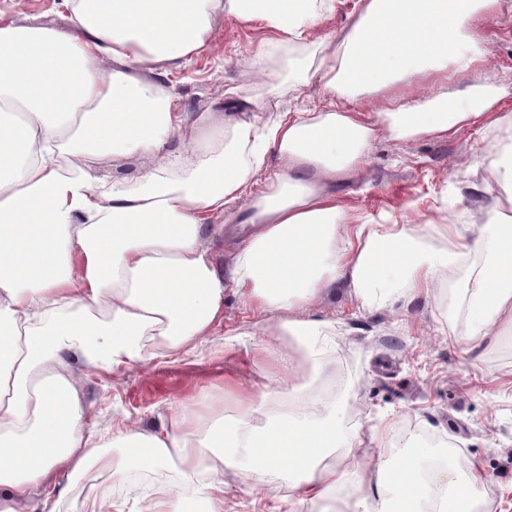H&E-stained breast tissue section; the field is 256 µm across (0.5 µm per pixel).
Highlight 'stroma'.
Segmentation results:
<instances>
[{
    "label": "stroma",
    "instance_id": "35a3bbf8",
    "mask_svg": "<svg viewBox=\"0 0 512 512\" xmlns=\"http://www.w3.org/2000/svg\"><path fill=\"white\" fill-rule=\"evenodd\" d=\"M357 0H335L304 38L276 41L262 23L225 15L208 36L206 49L180 68H169L164 83L190 116L203 112L247 113L261 124L279 122L301 110L317 111L324 99L321 39L342 37L353 24ZM0 20L43 23L71 34L75 27L63 0H0ZM481 62L448 63V78L408 77L382 93L366 90L351 97L365 114L394 108L404 100L448 95L455 99L495 93L512 84V14L480 16L475 23ZM267 55H259L260 44ZM503 120L461 126L445 138L420 134L396 137L381 131L371 140L358 176L337 185L350 219L371 224H452L465 229L478 209L502 202L512 188L485 186L490 166L512 153V93L494 107ZM297 317L330 321L315 347L326 373L340 375L344 389L314 411L335 415L346 429L368 436L386 427L389 436L374 444L373 465L395 467L400 456L435 440L446 450L448 474L478 469L480 494L488 512H512V330L476 345L462 334L468 314L457 288L436 281L413 300L364 302L338 281L332 291L296 309ZM274 316L247 307L233 292L224 294V321L192 355L166 358L145 368L88 374L82 398L88 427L120 428L135 420L146 429L166 424L173 404L190 399L191 417L211 423L233 421L240 407L225 380L246 376L255 391L267 383L269 366L255 360ZM220 403L223 416L210 407ZM112 467L59 473L64 490L57 512H97L103 487H111L118 512H136V488L179 483L172 468L130 469L129 449L109 448ZM250 463L224 471V512H286L298 493L288 481L269 478L256 489Z\"/></svg>",
    "mask_w": 512,
    "mask_h": 512
}]
</instances>
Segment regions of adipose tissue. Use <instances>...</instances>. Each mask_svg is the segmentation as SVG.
Masks as SVG:
<instances>
[{"label":"adipose tissue","instance_id":"obj_1","mask_svg":"<svg viewBox=\"0 0 512 512\" xmlns=\"http://www.w3.org/2000/svg\"><path fill=\"white\" fill-rule=\"evenodd\" d=\"M64 2L77 36L0 24V102L22 107L18 116L0 114V512H57L44 485L55 472L107 463L109 447L144 449L142 468H181V484L143 491L138 512H224L223 470H211L206 492L184 494L216 448L226 451L225 467L244 449L256 485L287 472L300 504L325 501L347 476L346 462L325 464L330 450L379 435L344 438L334 417L269 413L264 401L279 387L301 386L288 358L262 393L232 382L242 411L229 428L189 427L182 401L161 429L131 421L104 441L87 427L78 386L91 370L193 352L222 324L229 288L277 312L270 335L292 339L316 375L315 340L329 323L293 311L344 278L367 301L393 290L411 296L477 255L488 273L463 283L464 334L479 344L512 327V217L502 209L489 210L466 239L448 224L349 223L336 193L360 167L375 125L396 136L445 137L488 115L497 95L410 100L371 117L342 100L354 88L442 72L450 57L470 65L475 17L503 0H362L340 49L322 60L325 111L269 127L220 112L190 118L161 82L138 74L203 50L225 14L296 39L334 0ZM191 123L199 134L187 167L167 143ZM272 151L282 167L251 205L250 233L217 267L212 237ZM136 152L150 164L135 186L102 179ZM430 238L440 249L428 248ZM421 469L415 454L377 470L378 496L357 487L343 512H421L423 500L445 496L457 512H479L478 472L443 483L423 479Z\"/></svg>","mask_w":512,"mask_h":512}]
</instances>
